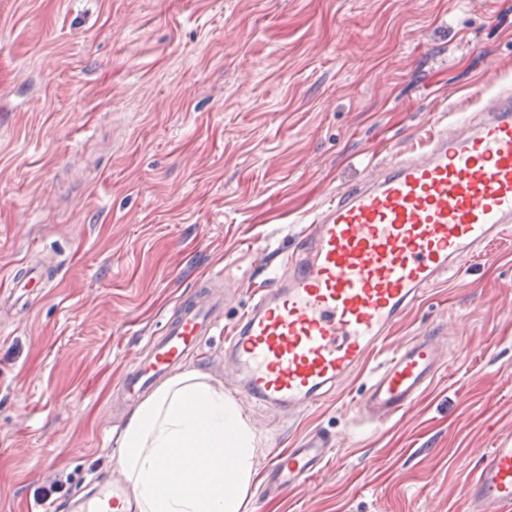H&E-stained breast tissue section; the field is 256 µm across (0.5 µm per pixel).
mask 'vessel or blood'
<instances>
[{
    "instance_id": "obj_1",
    "label": "vessel or blood",
    "mask_w": 512,
    "mask_h": 512,
    "mask_svg": "<svg viewBox=\"0 0 512 512\" xmlns=\"http://www.w3.org/2000/svg\"><path fill=\"white\" fill-rule=\"evenodd\" d=\"M512 227V90L485 93L476 110L449 114L419 152L369 171L337 192L288 254L274 285L255 291L225 340V369L242 376L257 401L295 412L363 371L392 327L430 287L492 237ZM21 267L8 299L42 280ZM224 297L202 279L175 305L147 356L126 370L134 399L181 364L200 337L220 328ZM444 359L439 336L402 343L371 377L360 416L383 424L409 411ZM332 435L316 433L269 460L271 490L309 485L327 462ZM473 512H512V446L491 448L467 483ZM128 486L115 481L84 499L78 512H134Z\"/></svg>"
}]
</instances>
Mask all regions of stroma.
<instances>
[{"mask_svg": "<svg viewBox=\"0 0 512 512\" xmlns=\"http://www.w3.org/2000/svg\"><path fill=\"white\" fill-rule=\"evenodd\" d=\"M511 84L512 0H0V279L57 268L0 305V512H71L118 475L124 373L208 276L224 327L185 368L223 384L257 467L338 440L310 486L252 479L244 512H470L512 440V231L394 327L445 363L381 428L354 411L368 374L291 415L225 373L224 339L332 192Z\"/></svg>", "mask_w": 512, "mask_h": 512, "instance_id": "1", "label": "stroma"}]
</instances>
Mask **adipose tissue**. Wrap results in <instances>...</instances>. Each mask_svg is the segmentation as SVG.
Instances as JSON below:
<instances>
[{"label": "adipose tissue", "mask_w": 512, "mask_h": 512, "mask_svg": "<svg viewBox=\"0 0 512 512\" xmlns=\"http://www.w3.org/2000/svg\"><path fill=\"white\" fill-rule=\"evenodd\" d=\"M254 452L253 436L223 387L188 371L132 412L116 464L139 512H242ZM215 470L223 479H211Z\"/></svg>", "instance_id": "ef3b65f1"}]
</instances>
